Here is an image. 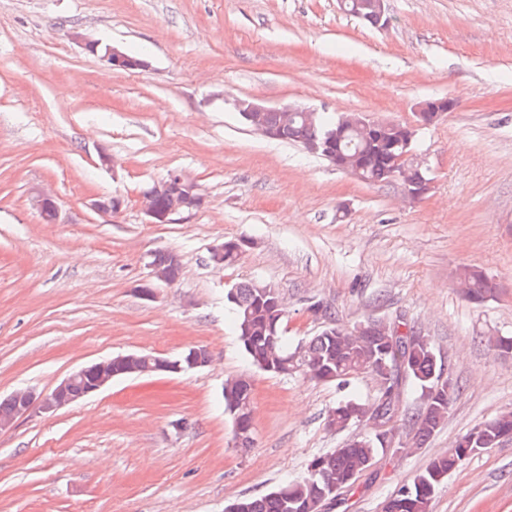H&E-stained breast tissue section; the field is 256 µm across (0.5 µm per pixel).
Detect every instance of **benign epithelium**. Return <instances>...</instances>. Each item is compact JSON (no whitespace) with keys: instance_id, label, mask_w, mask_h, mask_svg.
I'll use <instances>...</instances> for the list:
<instances>
[{"instance_id":"1","label":"benign epithelium","mask_w":512,"mask_h":512,"mask_svg":"<svg viewBox=\"0 0 512 512\" xmlns=\"http://www.w3.org/2000/svg\"><path fill=\"white\" fill-rule=\"evenodd\" d=\"M340 3L351 16H368L377 25L388 22L386 0H340ZM71 39L82 44L88 52L94 55L101 54L102 60L112 70L132 71L145 66L142 60L132 58L113 46L100 48L99 42L92 41L76 31L71 33ZM234 106L250 127L268 138L277 133V128L267 123V113H277L282 127L291 125L298 119L310 123L316 114V110L305 107L290 105L279 108L267 107L253 99H238ZM335 138L336 135L330 133L321 140L306 142L305 148L311 153L326 156L331 153ZM203 202L204 197L200 194L198 185L177 171H172L165 178L155 182L140 197L142 211L148 217L150 224H167L172 216L182 212L184 208H197ZM150 268L149 281L140 286V292L147 298L155 297L156 284H171L182 273L180 257L175 253L170 255L165 265L152 264ZM209 361L206 349L192 348L176 360L154 354L144 357L137 354H120L92 362L71 373L46 394L37 396L30 390L13 393L9 397L11 411L0 416V431L10 428L18 417L34 408L45 413H53L100 391L116 378L181 373L205 367Z\"/></svg>"}]
</instances>
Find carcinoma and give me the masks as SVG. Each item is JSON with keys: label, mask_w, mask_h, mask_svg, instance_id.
<instances>
[{"label": "carcinoma", "mask_w": 512, "mask_h": 512, "mask_svg": "<svg viewBox=\"0 0 512 512\" xmlns=\"http://www.w3.org/2000/svg\"><path fill=\"white\" fill-rule=\"evenodd\" d=\"M340 117L318 113L312 124L294 123L279 139L304 143L320 139L339 129ZM406 126L388 122L379 124L362 137L348 133L336 142V157H327L338 169L353 172L362 168L368 182H391L392 160L399 156L400 137ZM465 291L480 298L490 288L484 274L473 271L464 279ZM227 296L233 323L241 345L253 365L272 374L304 373L323 382H345L358 372L373 375L378 395L372 400L349 398L340 401L328 415V425L344 429L356 422H369L377 415L392 422L400 413V396L406 388L419 394L421 406L408 418L409 439L404 447H422L448 419L456 387L440 382V373L432 359V341L421 345L411 336H400L394 324L368 319L351 328L329 326L318 335L299 342L292 350L283 342L280 327L286 307L278 289L264 282L242 283ZM300 353L297 365L288 358ZM224 409L238 419L240 426L253 433L252 384L245 377L224 383ZM512 434V411L483 422L457 439L447 453L433 458L412 479L389 498V512H429L436 488L456 469L474 448L473 436H484L495 444ZM381 443L368 436L348 442L340 448L315 456L300 478L256 497L234 501L237 512H321L326 501L351 488L357 478L374 464Z\"/></svg>", "instance_id": "cac0c4a2"}]
</instances>
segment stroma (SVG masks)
Instances as JSON below:
<instances>
[{
	"label": "stroma",
	"instance_id": "1",
	"mask_svg": "<svg viewBox=\"0 0 512 512\" xmlns=\"http://www.w3.org/2000/svg\"><path fill=\"white\" fill-rule=\"evenodd\" d=\"M386 6L388 26L373 27L339 0H0V399L118 354L210 355L18 417L0 432V512H224L368 433L325 418L374 397L372 376L342 387L251 364L226 299L244 281L283 294L288 345L322 330L318 300L340 325L385 318L430 337L461 386L425 448L385 449L324 512H382L430 458L512 410V354L489 344L512 337V0ZM75 30L145 67L109 70ZM442 97L454 111L418 124L417 105ZM244 98L414 126L427 193L262 136L234 108ZM172 171L204 203L148 223L139 195ZM44 187L56 218L33 203ZM101 196L121 211L96 210ZM227 238L249 245L215 266L209 251ZM158 251L183 272L150 301L136 286ZM473 270L492 285L479 302L459 286ZM239 376L253 387L245 451L222 395ZM429 512H512V438L450 472Z\"/></svg>",
	"mask_w": 512,
	"mask_h": 512
}]
</instances>
